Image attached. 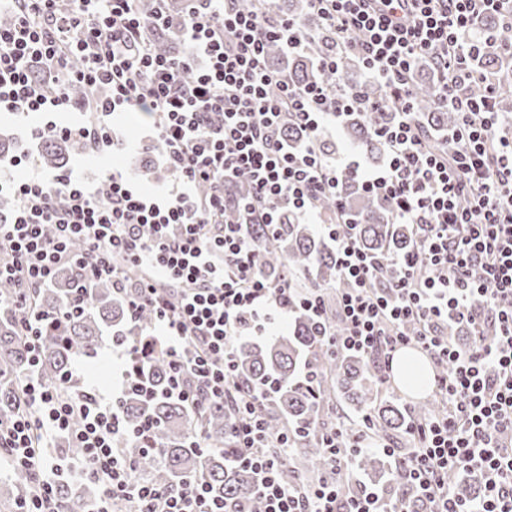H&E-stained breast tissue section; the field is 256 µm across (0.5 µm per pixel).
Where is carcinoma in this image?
Wrapping results in <instances>:
<instances>
[{
    "label": "carcinoma",
    "instance_id": "1",
    "mask_svg": "<svg viewBox=\"0 0 512 512\" xmlns=\"http://www.w3.org/2000/svg\"><path fill=\"white\" fill-rule=\"evenodd\" d=\"M181 10L179 0H171L165 18L142 30V43L158 55L176 56L183 37ZM273 10L291 15L300 29L317 38L308 51L291 57L278 44H268L266 55L271 67L288 70L297 84L332 79V75L323 76L314 67L315 58L328 49V42L320 36L323 23L312 24L308 4L304 0H275ZM511 38L509 31L499 29L497 18L492 15L485 17L472 34V40L479 46L475 64L480 72L497 76L493 98L497 110L505 114L512 112V77L504 72L500 44ZM337 60L343 78L359 70L356 54L352 52L337 54ZM432 74L427 60L416 63L411 79L413 103L425 130L432 134L450 132L455 127L456 115L436 103ZM395 117L391 110L355 114L344 126V140L361 147L372 162L379 164L385 159V151L374 137L372 127L377 122L389 124ZM39 142L41 165L56 171L64 169L71 157L85 151V144L75 137L46 134ZM241 194L242 189L236 184L224 188L226 217L239 218ZM343 197L350 217L356 222L358 244L365 252L388 261L411 251V229L406 224L393 223L391 207L357 189L348 178ZM246 232L270 280L277 282L289 271L302 274L305 286L317 293L345 287L337 274L331 241L312 226L300 223L296 214H288L285 223L275 231L265 224H248ZM83 251V244L74 243L72 260L59 273L54 288L31 294L34 310L49 316L66 314L62 329L43 330L39 363L35 367L30 364V353L21 338L13 308L21 288L13 283L0 284V421L7 422L28 410L22 385L30 373H36L46 385L57 386L74 357L98 352L104 333L116 329L135 336L154 322L153 311L145 309L133 318L128 305L129 294L142 271H128L129 290L124 293L113 291L112 281L104 279L94 280L86 290L75 263ZM289 307L291 322L287 335L262 340L243 336L235 345L234 361L237 374L251 385L261 388L274 384L275 397L261 407V414L274 435L288 428L297 431L292 453L303 468L292 465L288 459L281 468L283 479L297 484L305 476L319 481L330 474L326 454L319 447L318 424L325 413V403L333 396L364 413L369 429L390 442L406 432L408 418L400 404L378 398L377 372L372 364L351 354L322 348L315 319L296 303ZM169 375V362L161 354L139 364L140 386L127 393L122 402L123 431L116 436V446L125 449L126 456L135 461V472L165 491L175 492L185 479L199 477L217 500L235 503L249 512H261L255 494L256 475L238 462L239 449L231 434V406L204 396L195 405L169 397L164 393ZM146 418L151 419L153 427L143 433L141 427ZM197 428L204 433L203 447L194 442L193 432ZM341 454L352 468L377 480L391 499L403 503L406 512H428V503L411 498L382 450L343 448ZM480 484L481 476L476 471L463 475L448 473V485L463 501L478 498ZM33 486L30 472L16 470L11 480L0 486V498L15 502ZM57 502L60 512H85V498L69 484L60 488Z\"/></svg>",
    "mask_w": 512,
    "mask_h": 512
}]
</instances>
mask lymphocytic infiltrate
<instances>
[{"instance_id": "obj_1", "label": "lymphocytic infiltrate", "mask_w": 512, "mask_h": 512, "mask_svg": "<svg viewBox=\"0 0 512 512\" xmlns=\"http://www.w3.org/2000/svg\"><path fill=\"white\" fill-rule=\"evenodd\" d=\"M60 2L0 0V14L11 16L0 25V112H62L72 86L93 88L88 121H49L44 132L80 138L101 152L114 146L111 116L145 113L179 186L152 198L117 169L92 187L68 171L0 177V196L15 201L0 218V282L50 286L78 240L84 273L111 279L115 288H124L128 267H149L130 308L156 310L136 348L112 338L109 352L120 370L110 391L85 385L78 363L58 387L27 378L28 412L0 426L8 465L34 473V490L17 512H58L66 475L99 487L90 512H113L118 500L130 512H237L196 478L174 494L132 479V461L115 446L130 362L158 353L170 362L171 396L191 400L197 383L212 399L234 404L231 430L241 464L258 476L263 512H380L378 496L366 489L343 500L331 480L284 482L279 452L289 439L270 435L259 415L270 392L242 385L233 373L237 340L265 335L287 316L292 293L289 282L267 279L244 226L225 221L224 183L233 177L249 183L244 209L251 222L277 224L293 212L333 242L348 286L336 299L343 328L324 334L329 350L376 358L386 373L395 353L414 344L440 365L436 383L446 411L412 422L413 449L394 460L431 512H512V136L502 132L488 98L466 91L478 77V46L465 38L491 11L512 31V0H307L333 48L319 68L336 71L338 48L360 56L368 79L349 88L299 85L271 71L268 43L295 54L313 37L267 6L194 0L184 23L189 50L168 58L140 43L146 20L135 0H69L65 12ZM199 57L207 65L197 71ZM422 58L437 72V102L457 115L437 150L411 101L410 74ZM36 63L57 73L54 87L32 79ZM372 84L389 91L387 103L371 98ZM387 106L397 121L373 128L386 148L382 168H370L361 150H328L333 125ZM291 125L306 133L305 149L286 147L283 131ZM347 177L389 201L396 223L412 225L414 252L383 264L360 249L341 199ZM323 199L335 200L336 221H321ZM387 275L388 297L375 287ZM166 288L174 299L163 296ZM452 321L472 330L468 348L449 340ZM60 437L76 440L81 456H49ZM474 469L484 495L472 505L458 501L448 474Z\"/></svg>"}]
</instances>
